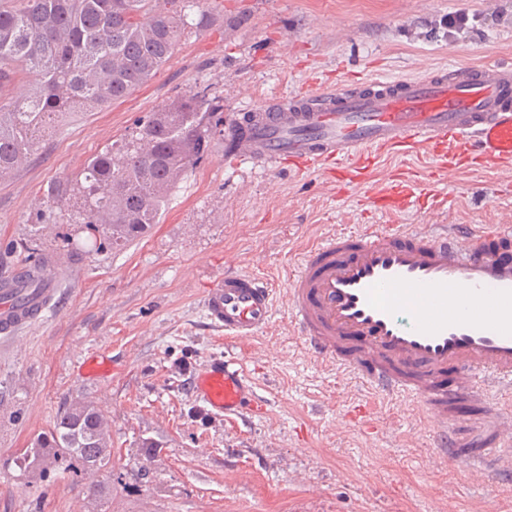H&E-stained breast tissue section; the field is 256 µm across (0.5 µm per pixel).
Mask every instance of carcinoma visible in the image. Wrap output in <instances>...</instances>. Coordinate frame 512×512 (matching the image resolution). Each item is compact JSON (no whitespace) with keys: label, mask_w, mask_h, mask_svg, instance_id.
Wrapping results in <instances>:
<instances>
[{"label":"carcinoma","mask_w":512,"mask_h":512,"mask_svg":"<svg viewBox=\"0 0 512 512\" xmlns=\"http://www.w3.org/2000/svg\"><path fill=\"white\" fill-rule=\"evenodd\" d=\"M184 0H0V94L6 83L35 78L23 102H0V179L27 162L33 146L69 112L108 104L150 81L184 30ZM213 106L194 93L138 122L136 135L92 156L76 188L82 223L95 248L115 249L147 234L179 180L195 166L211 129ZM62 472L112 467L109 425L91 402L61 412L16 457L23 470L48 459Z\"/></svg>","instance_id":"carcinoma-1"}]
</instances>
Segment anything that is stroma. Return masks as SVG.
I'll return each mask as SVG.
<instances>
[{"label": "stroma", "instance_id": "obj_1", "mask_svg": "<svg viewBox=\"0 0 512 512\" xmlns=\"http://www.w3.org/2000/svg\"><path fill=\"white\" fill-rule=\"evenodd\" d=\"M190 17L152 80L71 114L0 180V275L30 255L54 261L63 282L38 324L0 344V512H467L475 497L512 512L506 487H472L462 466L435 463L416 406L367 395L308 354L285 304L262 336L234 346L200 305L226 263L281 293L304 245L364 224L512 223V167L435 174L430 187L448 203L391 213L367 185L236 164L216 135L149 234L98 252L76 201L54 192L149 113L196 92L218 119L311 82L512 63V0H193ZM95 353L109 370L84 377ZM224 356L245 361L263 409L226 421L194 401L196 370ZM83 400L110 423L111 471L21 472L17 453ZM363 403L369 427L339 426Z\"/></svg>", "mask_w": 512, "mask_h": 512}]
</instances>
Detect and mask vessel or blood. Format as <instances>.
Returning <instances> with one entry per match:
<instances>
[{"label": "vessel or blood", "mask_w": 512, "mask_h": 512, "mask_svg": "<svg viewBox=\"0 0 512 512\" xmlns=\"http://www.w3.org/2000/svg\"><path fill=\"white\" fill-rule=\"evenodd\" d=\"M421 151L448 172L511 166L512 65L313 86L224 126V152L235 162H332L345 185L368 182L382 158ZM418 186L414 177H391L374 198L406 201ZM58 290L49 261L35 283L19 269L0 277V337L36 324ZM276 297L268 282L230 264L202 307L236 343L269 328ZM281 297L314 358L333 362L368 392L420 404L436 434L437 461L463 464L476 486L512 484V224H371L333 234L295 264ZM194 397L226 418L258 401L254 379L236 359L205 364ZM464 401L481 402L493 416L490 442L462 447L449 436Z\"/></svg>", "instance_id": "obj_1"}]
</instances>
